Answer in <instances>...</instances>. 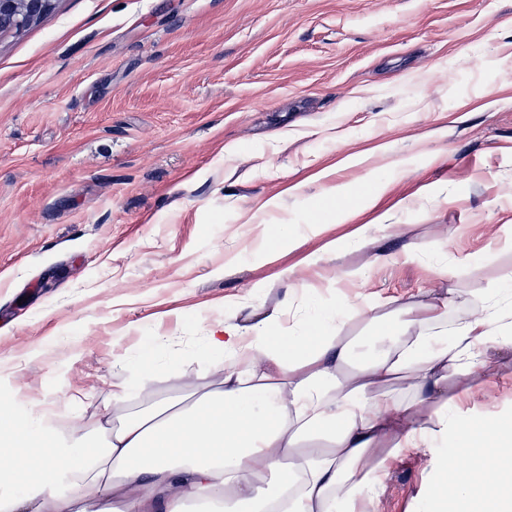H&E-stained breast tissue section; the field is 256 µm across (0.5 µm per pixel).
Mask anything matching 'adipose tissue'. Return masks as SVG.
Returning <instances> with one entry per match:
<instances>
[{
    "mask_svg": "<svg viewBox=\"0 0 512 512\" xmlns=\"http://www.w3.org/2000/svg\"><path fill=\"white\" fill-rule=\"evenodd\" d=\"M500 287L477 292L478 311L452 320L451 293L358 309H325L300 331L272 312L244 326L210 327L213 381L132 409L125 399L150 368L131 365L112 386L111 426L80 421L54 434L43 414L18 417L0 402V465L23 490L0 497V512H373L392 463L429 440L469 429L448 396L468 381L489 349L512 347V268ZM373 327L377 351L357 358L351 322ZM494 450L479 469L441 458L423 512H477V501L512 512L499 477L512 470V417L494 420ZM67 455L66 472L54 459Z\"/></svg>",
    "mask_w": 512,
    "mask_h": 512,
    "instance_id": "adipose-tissue-1",
    "label": "adipose tissue"
}]
</instances>
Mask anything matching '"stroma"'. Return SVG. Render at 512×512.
I'll return each mask as SVG.
<instances>
[{
	"label": "stroma",
	"instance_id": "obj_1",
	"mask_svg": "<svg viewBox=\"0 0 512 512\" xmlns=\"http://www.w3.org/2000/svg\"><path fill=\"white\" fill-rule=\"evenodd\" d=\"M379 219L408 233L372 267L347 237ZM509 266L512 0H57L0 37V401L19 414L111 416L148 347L178 376L128 406L204 381L230 311L453 288L457 319ZM487 379L477 444L512 415V349ZM457 445L398 460L376 512H417Z\"/></svg>",
	"mask_w": 512,
	"mask_h": 512
}]
</instances>
